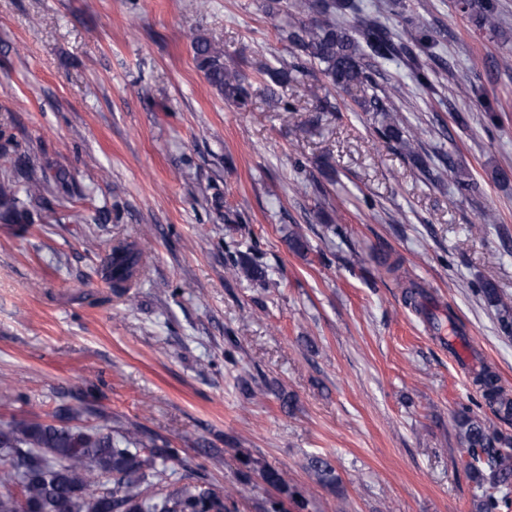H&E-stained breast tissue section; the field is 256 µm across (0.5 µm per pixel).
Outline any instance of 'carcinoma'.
Masks as SVG:
<instances>
[{
	"mask_svg": "<svg viewBox=\"0 0 512 512\" xmlns=\"http://www.w3.org/2000/svg\"><path fill=\"white\" fill-rule=\"evenodd\" d=\"M480 25H495L494 5L488 0H467ZM296 14L279 29L282 41L310 64V74L320 76L331 89L358 88L363 96L358 105L365 112H379L383 120L379 134L407 150L419 164L411 135L387 105L388 93L378 95L370 72V61H393L403 42L378 20L367 15L356 0H299ZM314 14L307 22L303 16ZM194 60L208 84L225 101L245 109L251 101L250 85L237 69L224 63V49L204 35L191 39ZM269 82L284 87L294 80L286 67H266ZM24 182L5 175L0 178V215L16 223L33 222L31 209L46 208V176H37L30 159L18 157L12 164ZM145 249L116 240L105 266L111 287L125 294L144 272ZM233 275L253 280L265 278L256 259L240 255L229 266ZM488 304L497 310L504 331L512 330V305L505 302L493 284L482 290ZM484 397L497 413L512 414V396L498 384L490 371L478 375ZM50 423L13 419L0 421V512H229V496L220 495L203 481L189 480L168 489V471L178 465L191 470L178 449L151 440L146 442L138 428H127L113 437L96 426L75 425L72 408L58 409ZM458 427L466 448L474 458L487 454L492 484L509 489L512 485V449L509 439L489 431L475 417L464 416ZM320 482H337L335 470L321 458L311 460ZM264 480L294 497L305 508L301 494L291 491L275 469L263 471ZM106 484L107 492L95 487Z\"/></svg>",
	"mask_w": 512,
	"mask_h": 512,
	"instance_id": "obj_1",
	"label": "carcinoma"
}]
</instances>
